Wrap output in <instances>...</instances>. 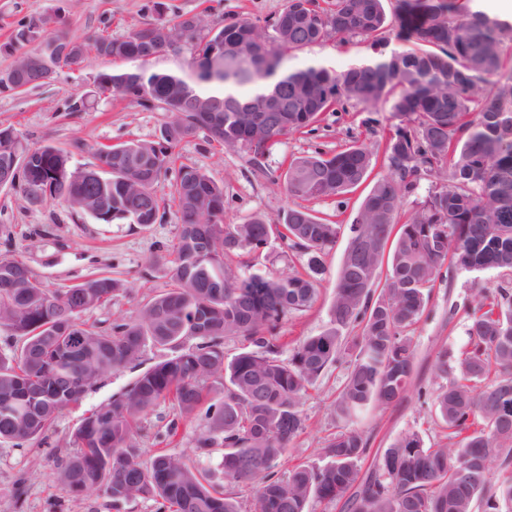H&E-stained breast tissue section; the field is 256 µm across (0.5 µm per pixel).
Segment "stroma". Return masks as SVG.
Segmentation results:
<instances>
[{"label":"stroma","mask_w":512,"mask_h":512,"mask_svg":"<svg viewBox=\"0 0 512 512\" xmlns=\"http://www.w3.org/2000/svg\"><path fill=\"white\" fill-rule=\"evenodd\" d=\"M146 0H0V45L9 42L16 21L25 15L59 11L60 20L51 34L89 40L100 30L113 37L126 36L144 21ZM180 12L203 16L207 26L219 28L231 19L244 16L259 26L276 17L287 0H171ZM370 49L362 39L341 43L336 39L311 45L290 54L287 65L295 68L318 63L342 71L367 57ZM113 66L112 60L91 58L88 72H64L50 84L18 93L0 92V126L14 128L30 147L50 143L70 150L71 165L83 167L93 160V149L127 140H152L167 122L168 115L148 108L128 97L113 94L87 111L68 112L64 105L75 92L89 89L88 75ZM398 120L385 106L350 104L346 109L322 113L312 129L282 137L253 166L246 151H228L203 136L183 140L176 148L180 162L193 165L224 185V221L239 224L251 217L278 223L297 199L287 195L280 174L291 159L321 151L332 154L359 142L374 153L372 177L385 175L384 144ZM366 187L328 199L305 201V208L349 227L353 224ZM12 227V246L0 245V255L11 253L26 262L50 287L77 283L94 275H110L124 280L127 291L103 307L86 313L88 322L101 323L131 314L147 296L169 288L165 264L157 262L158 243H171L179 233L176 217L142 229L134 224H102L77 214L65 206L30 204L20 190H0V225ZM346 237H339L324 257L326 273L318 298L307 311L289 314L280 323L285 345L279 357L288 360L297 342L320 334L329 325V309L334 296L336 271L343 258ZM305 260L281 241L270 242L257 253L244 256L235 264L236 272L246 268L267 274L303 270ZM511 285L512 272L485 270L460 272L454 277H439L431 289L426 311L413 328L416 358L414 391L389 407L370 405L349 426L369 441L362 470H370L400 435L417 433L425 446L448 441V433L437 417L433 398L448 384L438 375L440 352H447L449 364H456L469 345L466 334L467 310L496 288ZM348 372L347 363L327 370L309 386L302 409L305 429L294 439L276 466L286 473L300 464L321 466L328 441L347 424L337 419L335 405ZM134 370L124 369L105 377L96 390L87 393L75 407L54 422L51 431L59 439L60 453L71 452L70 435L80 419L127 386ZM51 464L39 449L26 450L0 443V512H111L108 498L96 490L86 497L65 496L50 477ZM26 476L23 505H16L14 484Z\"/></svg>","instance_id":"35a3bbf8"}]
</instances>
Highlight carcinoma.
I'll use <instances>...</instances> for the list:
<instances>
[{
    "mask_svg": "<svg viewBox=\"0 0 512 512\" xmlns=\"http://www.w3.org/2000/svg\"><path fill=\"white\" fill-rule=\"evenodd\" d=\"M149 19L123 38L100 34L92 43L46 37L51 14L25 16L4 49L43 53L50 44L72 48L64 62L53 58L21 80L31 89L80 71L91 56L132 64L100 71L93 96L122 90L112 77L130 74L143 95L141 105L168 104L179 77L198 95L240 101L263 93L270 72L229 65L230 74L207 93L189 74L146 67L151 51L180 32L191 63L207 59L223 38L262 43L261 51L282 61L292 52L326 40L362 37L370 63L341 73L316 65L285 70L275 82L311 80L312 108L288 113V122L251 131L227 112L202 118L197 112L173 116L174 132L162 126L151 141L132 140L94 150L93 166L103 181L71 169L69 156L53 144L34 149L18 188L38 204L66 196L76 211L103 224L121 221L142 228L160 222L154 187L176 161L181 141L203 133L226 150L245 144L253 160L265 156L279 137L307 128L321 113L353 101L389 105L400 119L386 142L388 175L373 181L361 209L367 223L349 225L346 258L336 273L331 326L299 341L288 361L277 358L279 321L305 311L317 300L322 255L333 247L341 225L290 208L282 222L252 218L224 223V185L199 169L180 164L172 202L180 232L162 246L170 288L143 301L130 316L102 326L83 315L112 301L125 284L99 276L66 288H50L24 261L0 258V332L16 340L0 352V442L14 448H49L52 480L77 498L102 488L112 512L137 498L153 501L155 512H240L233 498L214 485L196 462L224 450L229 483L258 485L252 512H306L310 499L332 503L348 491L352 512H512V470L493 478L492 464L512 460V289H497L471 311L470 349L457 360L456 376L435 398L448 430V443L426 448L415 433L398 437L374 469L360 474L368 440L345 429L324 448L328 462L299 465L288 477L275 471L278 459L305 428L301 400L308 386L339 361L343 331L359 327L357 350L339 393L337 414L352 417L374 403L390 406L407 394L414 370L413 326L441 274L489 269L512 271V25L479 9L461 10L456 0H397L389 21L384 0H288L262 32L245 19L214 31L194 29L195 17L167 18L169 5L154 0ZM284 24L303 27L301 40L277 36ZM411 41L412 52H386V32ZM373 154L352 144L328 155L293 159L283 174L287 194L301 199L350 192L370 176ZM446 181L416 203L409 221L395 226L403 194L421 180ZM103 200L96 209L89 198ZM276 238L306 257V274L234 272L227 260L257 251ZM387 267L385 282L381 269ZM81 310L74 311L76 296ZM239 337L248 350L225 362L224 339ZM194 344L187 345L188 341ZM172 355L140 372L124 389L84 416L71 435L76 450L61 458L48 431L64 411L97 387L109 373L136 368L147 342ZM174 417L155 433L163 442L178 421L200 419L194 438L196 459L157 449L141 459L135 435L142 418L162 404ZM31 417L21 426L17 416Z\"/></svg>",
    "mask_w": 512,
    "mask_h": 512,
    "instance_id": "obj_1",
    "label": "carcinoma"
}]
</instances>
